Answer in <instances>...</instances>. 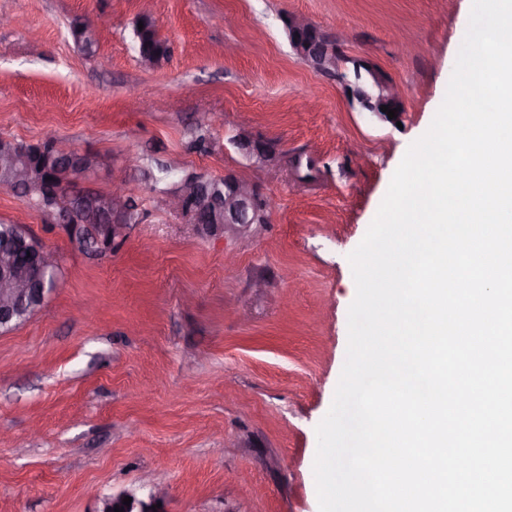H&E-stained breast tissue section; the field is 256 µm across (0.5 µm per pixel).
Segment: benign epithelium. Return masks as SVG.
<instances>
[{"instance_id":"7a95c632","label":"benign epithelium","mask_w":512,"mask_h":512,"mask_svg":"<svg viewBox=\"0 0 512 512\" xmlns=\"http://www.w3.org/2000/svg\"><path fill=\"white\" fill-rule=\"evenodd\" d=\"M288 39L297 55L317 72L330 74L335 71L337 59L334 52L336 38L324 34L312 22L297 14L288 16ZM358 71V80L344 81L345 89L359 106L388 120L381 111L385 105L394 110L395 124L404 112L403 102L395 91L391 80L382 71L365 60H352ZM229 143L239 149L256 171L298 166L297 157L288 155L279 142L272 138L256 135L246 123L239 124ZM34 148L32 144H20L11 149L15 158L11 160L12 176L0 183V188L15 193L30 188L36 179L26 164V155ZM89 152H80L61 145H55L54 206L48 210L50 222L67 230L75 214L92 210L100 212L112 221V250H117L125 241L133 225L128 216L138 204V187L121 181L112 187L104 199L91 196L80 184L89 180L96 172V166L87 162ZM160 203L168 210L184 217L199 234L237 237L254 232L268 222L274 208V200L260 192L252 179L239 176L227 170L220 177H208L194 172L184 173L174 187L160 192ZM25 237H14L0 252V327L10 325L14 319L39 309L48 289L34 287L35 282L46 281L58 267L56 255L45 245L37 247V272L14 265L9 256L17 247H25ZM132 498L129 505L122 504L124 497ZM165 502L160 493H153L148 500L138 499L131 493L120 492L104 496L96 512H105L110 507H119L124 512H164V508L152 506Z\"/></svg>"}]
</instances>
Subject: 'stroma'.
Segmentation results:
<instances>
[{
    "label": "stroma",
    "mask_w": 512,
    "mask_h": 512,
    "mask_svg": "<svg viewBox=\"0 0 512 512\" xmlns=\"http://www.w3.org/2000/svg\"><path fill=\"white\" fill-rule=\"evenodd\" d=\"M335 33L398 89L394 125L310 68L282 18ZM0 137L97 154L86 188L143 187L146 217L116 251H74L6 189L0 223L60 259L44 306L0 333V512H96L101 497L167 492L165 512H318L316 427L346 359L363 240L409 146L441 106L467 0H0ZM149 16L171 49L139 62ZM93 23V54L72 27ZM208 152L188 150L200 113ZM313 160L259 175L276 206L257 233L201 236L144 175L255 176L228 143L241 117ZM134 153L140 166L127 169Z\"/></svg>",
    "instance_id": "1"
}]
</instances>
